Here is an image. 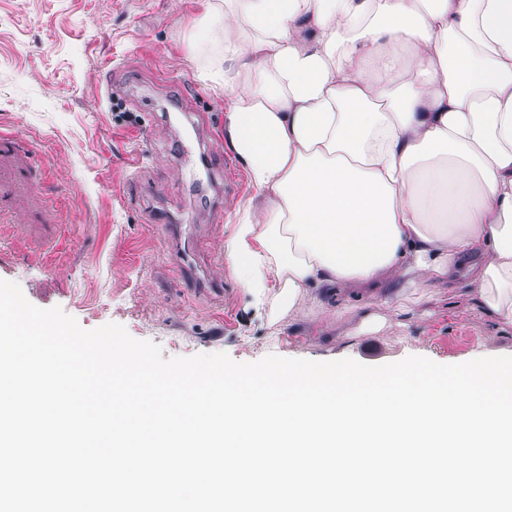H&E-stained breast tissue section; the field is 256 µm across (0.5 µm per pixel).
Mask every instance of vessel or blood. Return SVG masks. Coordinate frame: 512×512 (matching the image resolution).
<instances>
[{
    "label": "vessel or blood",
    "mask_w": 512,
    "mask_h": 512,
    "mask_svg": "<svg viewBox=\"0 0 512 512\" xmlns=\"http://www.w3.org/2000/svg\"><path fill=\"white\" fill-rule=\"evenodd\" d=\"M32 158L22 152L14 136L0 134V220H18L33 206L29 187Z\"/></svg>",
    "instance_id": "1"
}]
</instances>
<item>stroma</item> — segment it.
<instances>
[{"label": "stroma", "instance_id": "1", "mask_svg": "<svg viewBox=\"0 0 512 512\" xmlns=\"http://www.w3.org/2000/svg\"><path fill=\"white\" fill-rule=\"evenodd\" d=\"M204 10L205 0H0V131L20 133L40 170L38 206L0 223V279L83 329L123 325L167 358L451 365L512 353V326L462 281L427 288L406 314L348 288L269 322L224 265L254 189L224 140V92L193 60L213 39ZM177 224L190 225L197 266L222 291L176 275Z\"/></svg>", "mask_w": 512, "mask_h": 512}]
</instances>
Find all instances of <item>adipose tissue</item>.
<instances>
[{
	"label": "adipose tissue",
	"instance_id": "ef3b65f1",
	"mask_svg": "<svg viewBox=\"0 0 512 512\" xmlns=\"http://www.w3.org/2000/svg\"><path fill=\"white\" fill-rule=\"evenodd\" d=\"M203 21L256 190L224 259L270 322L462 279L512 325V0H207Z\"/></svg>",
	"mask_w": 512,
	"mask_h": 512
}]
</instances>
